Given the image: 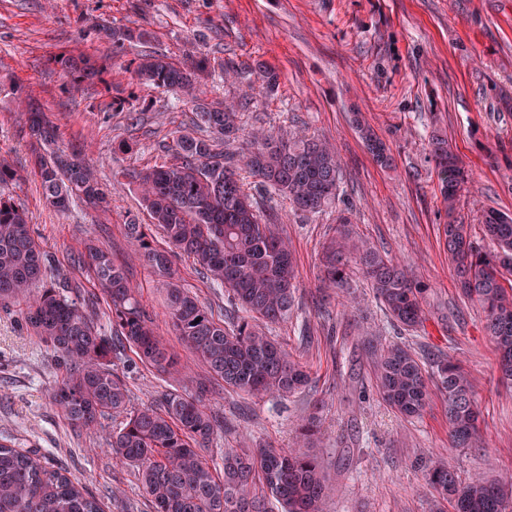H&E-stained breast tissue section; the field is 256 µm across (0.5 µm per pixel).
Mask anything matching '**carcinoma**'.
<instances>
[{
	"label": "carcinoma",
	"mask_w": 512,
	"mask_h": 512,
	"mask_svg": "<svg viewBox=\"0 0 512 512\" xmlns=\"http://www.w3.org/2000/svg\"><path fill=\"white\" fill-rule=\"evenodd\" d=\"M98 36L112 43V54L125 45L145 47L122 70L139 86L173 92L192 104L194 131H179L162 143L171 160L129 177L139 183L151 223L134 220L126 236L140 256L163 277L172 325L217 382L249 395L287 397L305 387L309 371L286 346L263 330L267 323L288 319L295 303L296 270L288 243L277 225L265 218L255 193L273 192L303 214L336 210V235L323 246L321 276L325 285H347L349 259L370 281L374 297L392 324L407 329L425 320L428 288L412 282L401 266L377 248L352 241L342 226L350 211L340 206V161L326 142L307 136L276 138L263 129L245 134L239 152L216 149L215 140L239 138L238 105L207 102L203 87L212 75L204 59L191 64L146 49L153 40L142 27L95 25ZM77 84H104L112 65L78 54L54 58ZM219 70L238 78L254 76L267 97L276 94L279 74L259 63L244 72L219 61ZM23 130L38 148L37 174L46 203L59 211L77 198L105 210L109 192L77 148L58 145L59 126L43 105L24 110ZM354 123L373 158L391 165L385 143L365 125ZM448 223L443 236L448 258L462 293L478 302L486 331L498 353L499 379L512 384V288L493 273L512 272V214L488 210L485 236L493 249L471 240L459 221L457 202L467 190L468 175L442 135L428 140ZM158 230L173 249L192 259L202 274L225 288L232 312L219 320L212 310L174 280L172 252L154 244ZM85 262L108 307L112 329L138 361L168 375L176 355L155 334L125 270L109 252L90 245ZM54 257L34 237L28 215L13 198L0 193V307L25 300L21 323L53 352L63 377L53 400L76 426L91 429L100 420L126 413L129 389L114 368L113 342L95 327L83 303L65 293L52 276ZM377 388L382 399L405 417L422 414L429 382L445 398L452 445L471 448L480 439L473 390L462 366L442 359L427 371L409 350L388 346L376 355ZM221 429L207 412L203 395L168 392L156 405L127 413L112 432V456L137 468L153 512H269L277 501L282 512H323L332 488L317 457L295 449L270 446L226 448L222 465L209 464L213 437ZM427 479L454 512H505L507 491L482 478L459 479L441 459L431 462ZM0 512H104L99 498L72 481L68 472L12 439L0 438Z\"/></svg>",
	"instance_id": "1"
}]
</instances>
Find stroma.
Masks as SVG:
<instances>
[{"mask_svg": "<svg viewBox=\"0 0 512 512\" xmlns=\"http://www.w3.org/2000/svg\"><path fill=\"white\" fill-rule=\"evenodd\" d=\"M104 22L154 31L155 47L175 59L205 52L239 68L259 61L275 68L277 94L253 95L241 111L243 128L284 136L302 129L334 146L352 233L427 286L424 327L394 326L359 268H351L346 290L321 287L319 257L336 231L335 213H297L286 199L266 194L261 207L287 238L298 271L293 312L266 331L306 364L310 383L279 399L236 393L210 379L172 327L159 276L126 238L130 219L150 221L140 191L112 181L113 173L163 164L167 156L155 144L191 129V108L169 92L132 89L129 74L119 71L113 91L88 89L54 62L69 51L111 60V44L93 30ZM16 86L53 114L61 146L84 147L112 191L108 211L77 200L64 212L45 207ZM132 90L143 111L136 127L127 113L108 107L113 95ZM356 112L389 147L391 167L369 153L352 123ZM435 130L469 176L458 216L475 244L487 247L484 212L512 213V0H0V157L26 172L0 192L27 211L72 297L86 302L102 334L113 330L105 302L92 297L83 261L90 240L126 268L158 336L178 358V372L166 382L142 366L130 372L129 410L166 391L203 392L223 425L212 442L216 463L228 448L295 447L297 424L316 414L320 432L309 450L335 488L323 512H431L425 468L440 457L461 480L481 474L512 483V388L498 379L481 309L461 294L443 248L445 207L427 149ZM172 263L181 284L223 317L230 306L224 290L187 256L173 255ZM393 344L427 366L448 357L462 363L481 412L479 447H451L439 390H431L421 417L408 420L382 400L370 349ZM60 376L17 309H0V436L65 468L110 512H153L136 469L107 451L121 416L91 431L76 428L52 400Z\"/></svg>", "mask_w": 512, "mask_h": 512, "instance_id": "stroma-1", "label": "stroma"}]
</instances>
